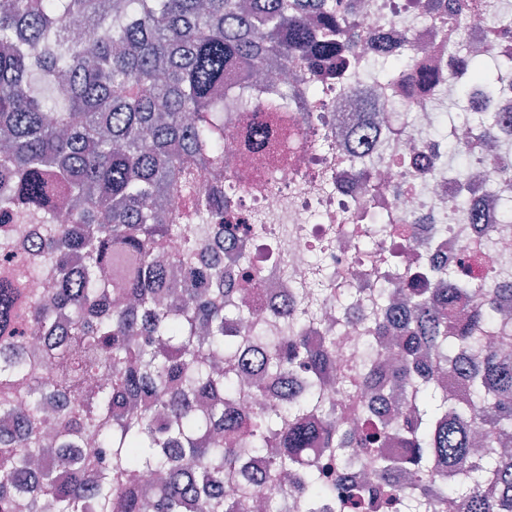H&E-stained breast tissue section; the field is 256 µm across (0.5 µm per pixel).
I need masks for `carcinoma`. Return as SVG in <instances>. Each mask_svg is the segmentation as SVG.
Returning <instances> with one entry per match:
<instances>
[{"instance_id": "1", "label": "carcinoma", "mask_w": 512, "mask_h": 512, "mask_svg": "<svg viewBox=\"0 0 512 512\" xmlns=\"http://www.w3.org/2000/svg\"><path fill=\"white\" fill-rule=\"evenodd\" d=\"M354 8L0 0V512H139L147 498L156 512H512V454L471 441L512 443L491 290L454 270L431 288L404 279L406 302L373 311L376 337L399 333V363L341 382L353 428L323 391L329 342L230 335L250 310L224 312L213 251L237 231L224 88L263 68L300 63L316 83L327 60L354 66ZM463 72L491 91L502 70L474 57ZM241 375L281 401L241 411ZM360 460L374 479L347 481Z\"/></svg>"}]
</instances>
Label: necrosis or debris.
<instances>
[{
    "label": "necrosis or debris",
    "instance_id": "1",
    "mask_svg": "<svg viewBox=\"0 0 512 512\" xmlns=\"http://www.w3.org/2000/svg\"><path fill=\"white\" fill-rule=\"evenodd\" d=\"M512 0L497 8L469 0L438 17L415 0H357L355 24L393 55L427 62L442 76L439 94L356 74L346 84L270 76L235 97L288 99V121L224 108V221L238 225L224 273L238 279L249 260L252 313L234 333L295 335L284 313L314 306L312 336H330V380L359 371L373 326L365 307L341 319L337 300L361 288H393L415 269L472 266L470 285L512 282V77L495 93L473 88L474 109L439 122L459 96L460 55L512 59ZM263 130L256 142L255 130Z\"/></svg>",
    "mask_w": 512,
    "mask_h": 512
}]
</instances>
